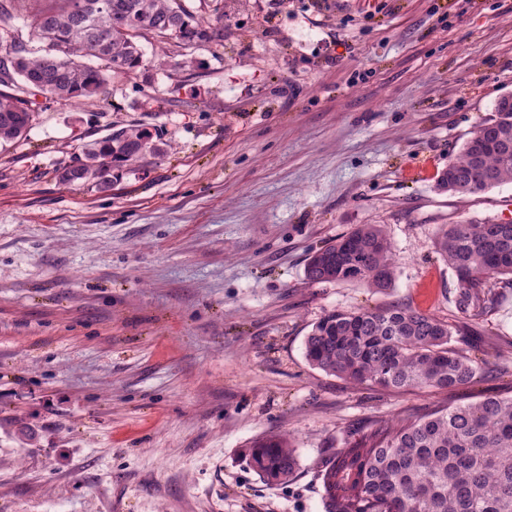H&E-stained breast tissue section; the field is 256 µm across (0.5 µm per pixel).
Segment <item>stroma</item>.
<instances>
[{
	"mask_svg": "<svg viewBox=\"0 0 512 512\" xmlns=\"http://www.w3.org/2000/svg\"><path fill=\"white\" fill-rule=\"evenodd\" d=\"M213 31L140 41L99 97L37 95L0 144V512H324L320 470L383 426L512 396V280L456 308L444 224L512 222V182L437 180L512 94V0H179ZM159 134L107 190L60 182L110 129ZM357 224L394 249L385 289L309 283ZM407 304L487 362L457 389L352 386L313 367L325 312ZM292 438L269 485L242 454Z\"/></svg>",
	"mask_w": 512,
	"mask_h": 512,
	"instance_id": "35a3bbf8",
	"label": "stroma"
}]
</instances>
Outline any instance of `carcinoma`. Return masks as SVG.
Returning a JSON list of instances; mask_svg holds the SVG:
<instances>
[{
	"mask_svg": "<svg viewBox=\"0 0 512 512\" xmlns=\"http://www.w3.org/2000/svg\"><path fill=\"white\" fill-rule=\"evenodd\" d=\"M36 4L34 29L54 53L30 57L22 42L0 65V142L26 137L34 113H18L22 95L63 101L97 96L106 77L83 59L107 62L115 73L143 64L137 38L145 33L207 42L212 34L176 0H5L0 27L25 17ZM112 11L129 31L99 44L96 29ZM10 70L12 79L3 80ZM438 177L452 193H473L512 180V107L498 101ZM166 143L145 129L119 128L85 144L59 175L65 184L106 189L112 175L142 153L160 155ZM438 253L457 278V305L467 311L485 302L502 276L512 277V224L494 220L446 224ZM393 246L375 224H358L311 252V283L365 282L386 288L394 280ZM448 321L414 309H334L316 321L305 340L308 362L354 386L394 391L451 389L480 379L486 362L450 346ZM245 458L268 484L288 483L298 466L289 436H260ZM326 512H512V397L487 396L396 427H381L339 449L322 467Z\"/></svg>",
	"mask_w": 512,
	"mask_h": 512,
	"instance_id": "cac0c4a2",
	"label": "carcinoma"
}]
</instances>
